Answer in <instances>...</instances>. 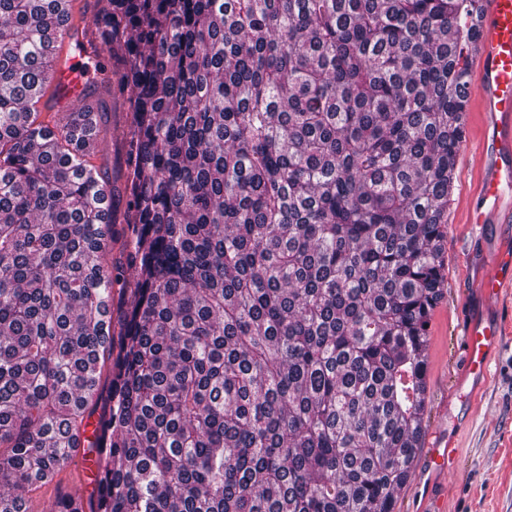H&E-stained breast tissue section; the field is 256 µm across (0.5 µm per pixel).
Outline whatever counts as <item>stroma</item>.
I'll return each instance as SVG.
<instances>
[{
  "label": "stroma",
  "instance_id": "stroma-1",
  "mask_svg": "<svg viewBox=\"0 0 512 512\" xmlns=\"http://www.w3.org/2000/svg\"><path fill=\"white\" fill-rule=\"evenodd\" d=\"M94 96L101 102L107 146L90 162L112 186V240L106 263L112 273V327L117 330L130 300L127 278L131 250L125 193L131 116L120 70L112 72L111 91L99 89ZM475 171L474 159L461 160L448 209L452 223L449 245H464L474 257L468 260L453 253L448 255L444 297L434 311L430 327L433 350L428 377L434 389L427 427L455 434L458 455L447 478L434 483L431 498L425 504L418 498L415 480L420 467L412 465L413 478L398 491L395 512H419L424 505L432 512H512V288L505 289L490 309L491 314L501 317L505 334L490 363L486 382L473 395L460 385L461 343L466 327L461 309L478 300L481 282L494 269L500 254L512 252V223L472 226L466 222ZM82 483V463L76 456L52 483L29 492L32 512H42L59 492L75 490Z\"/></svg>",
  "mask_w": 512,
  "mask_h": 512
}]
</instances>
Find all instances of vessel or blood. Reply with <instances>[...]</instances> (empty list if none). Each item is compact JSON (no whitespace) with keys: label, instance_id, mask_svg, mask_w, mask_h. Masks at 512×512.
I'll use <instances>...</instances> for the list:
<instances>
[{"label":"vessel or blood","instance_id":"1","mask_svg":"<svg viewBox=\"0 0 512 512\" xmlns=\"http://www.w3.org/2000/svg\"><path fill=\"white\" fill-rule=\"evenodd\" d=\"M71 52L59 58L56 83L63 100L80 91L79 64L87 54L81 28L65 27L62 33ZM475 79L469 99L479 116L475 145L479 159V187L470 197L468 221L472 224H505L512 221V0H482L480 36L471 49ZM512 288V254L502 255L482 287L484 299L498 298ZM500 324L469 320L463 341V358L469 374L484 377L490 356L502 340ZM455 452L447 432L436 434L422 455L428 475L447 474Z\"/></svg>","mask_w":512,"mask_h":512}]
</instances>
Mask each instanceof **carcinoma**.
Here are the masks:
<instances>
[{"label":"carcinoma","mask_w":512,"mask_h":512,"mask_svg":"<svg viewBox=\"0 0 512 512\" xmlns=\"http://www.w3.org/2000/svg\"><path fill=\"white\" fill-rule=\"evenodd\" d=\"M131 88L122 341L87 96L38 105L52 0H0V512H393L422 445L480 0H99ZM94 430V428H93ZM93 430L91 434H88V427L86 432L80 439V448H78V454L84 456L87 453H92L93 462L95 465V454L90 451V444L94 441ZM80 456H74L68 464L59 471L52 483L34 487L29 493V505L33 512H41L45 505L54 499L59 492L64 490L74 491L76 486L82 485L83 472L82 463Z\"/></svg>","instance_id":"cac0c4a2"}]
</instances>
